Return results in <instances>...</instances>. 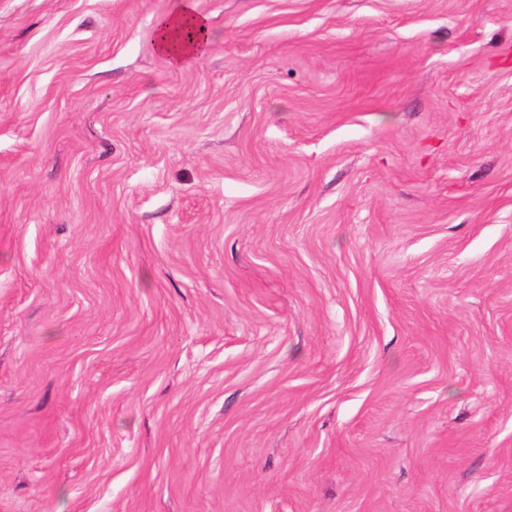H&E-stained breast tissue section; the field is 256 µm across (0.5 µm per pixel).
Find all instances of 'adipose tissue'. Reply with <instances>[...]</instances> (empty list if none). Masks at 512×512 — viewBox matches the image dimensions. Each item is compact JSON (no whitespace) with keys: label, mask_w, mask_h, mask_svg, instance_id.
<instances>
[{"label":"adipose tissue","mask_w":512,"mask_h":512,"mask_svg":"<svg viewBox=\"0 0 512 512\" xmlns=\"http://www.w3.org/2000/svg\"><path fill=\"white\" fill-rule=\"evenodd\" d=\"M153 38L157 51L171 65L182 67L197 60L202 45L209 43V20L197 0H181L175 11L155 19Z\"/></svg>","instance_id":"adipose-tissue-1"}]
</instances>
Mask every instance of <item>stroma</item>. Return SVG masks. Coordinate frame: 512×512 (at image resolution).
Here are the masks:
<instances>
[{"instance_id":"1","label":"stroma","mask_w":512,"mask_h":512,"mask_svg":"<svg viewBox=\"0 0 512 512\" xmlns=\"http://www.w3.org/2000/svg\"><path fill=\"white\" fill-rule=\"evenodd\" d=\"M0 0V512H512V0ZM198 30V38H186L188 27ZM155 48L174 67L185 66L199 57L202 45L210 42L208 17L199 8L197 0H181L179 7L159 16L153 25Z\"/></svg>"}]
</instances>
